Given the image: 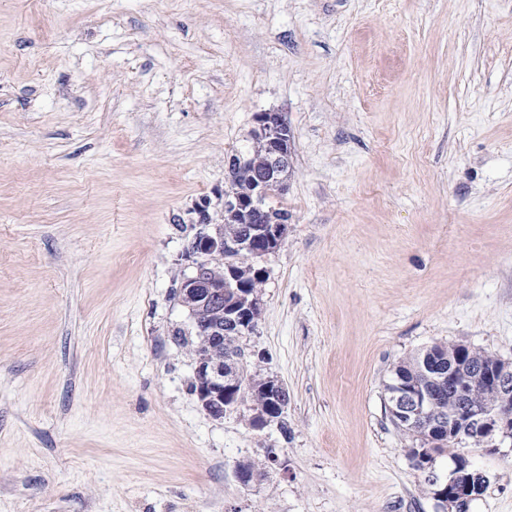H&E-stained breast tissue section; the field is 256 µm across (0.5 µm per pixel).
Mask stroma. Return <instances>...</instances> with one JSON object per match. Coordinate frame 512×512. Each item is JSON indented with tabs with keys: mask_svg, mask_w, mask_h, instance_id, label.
<instances>
[{
	"mask_svg": "<svg viewBox=\"0 0 512 512\" xmlns=\"http://www.w3.org/2000/svg\"><path fill=\"white\" fill-rule=\"evenodd\" d=\"M265 111L257 430L192 394L173 291ZM440 342L512 361V0H0V512H441L385 391ZM472 461L512 512V439Z\"/></svg>",
	"mask_w": 512,
	"mask_h": 512,
	"instance_id": "1",
	"label": "stroma"
}]
</instances>
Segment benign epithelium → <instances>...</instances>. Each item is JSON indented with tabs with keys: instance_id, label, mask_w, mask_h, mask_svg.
<instances>
[{
	"instance_id": "1",
	"label": "benign epithelium",
	"mask_w": 512,
	"mask_h": 512,
	"mask_svg": "<svg viewBox=\"0 0 512 512\" xmlns=\"http://www.w3.org/2000/svg\"><path fill=\"white\" fill-rule=\"evenodd\" d=\"M252 136L265 141L263 157L248 154L229 157L227 177L239 169L252 170L248 188L224 195V217L244 225L243 234L228 236L222 224H204L197 232L187 256L193 259L192 271L182 274L178 302L187 311L190 324L205 336L199 347L194 373V395L212 417L222 418L234 412L253 392L265 396L264 404L253 405L250 424L263 427L280 421L288 406V389L274 378L257 379L245 372L248 353L244 347L228 348L221 355L211 349L224 344V336L240 338L256 329L261 315L260 291L266 281L265 258L274 253L288 236V217L270 219L267 200L270 188L283 192L288 184L285 171L291 165L292 131L278 112L255 115ZM448 382L459 402L448 412L446 428L455 432L456 441L470 445L475 436L479 444L494 450L489 442L497 435L512 438V403L506 391L512 389V363L498 360L478 366L461 361L448 367ZM490 384L500 392L496 404L476 406L467 400L469 391ZM430 400L416 392L398 393L394 412L412 426H419L427 415ZM437 458L427 449L418 457L417 467L428 473L435 486L434 498L448 512L462 502L475 499L484 489L486 477L475 472V479L455 469L442 482L436 474Z\"/></svg>"
}]
</instances>
